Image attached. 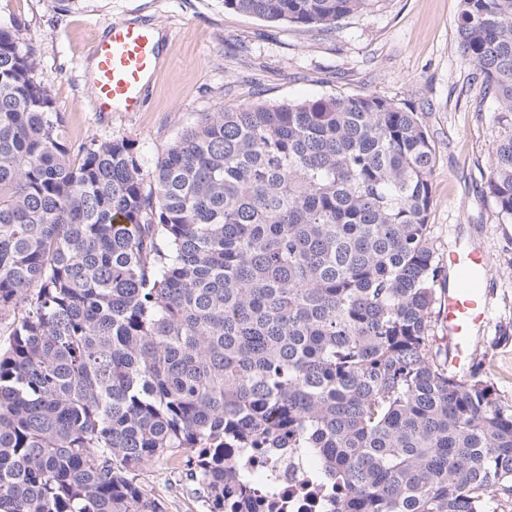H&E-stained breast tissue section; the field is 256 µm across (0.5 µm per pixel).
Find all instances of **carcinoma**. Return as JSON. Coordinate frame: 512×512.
I'll return each mask as SVG.
<instances>
[{
	"label": "carcinoma",
	"mask_w": 512,
	"mask_h": 512,
	"mask_svg": "<svg viewBox=\"0 0 512 512\" xmlns=\"http://www.w3.org/2000/svg\"><path fill=\"white\" fill-rule=\"evenodd\" d=\"M372 2L224 8L329 32ZM461 4L512 222V0ZM434 163L418 113L336 94L203 112L146 176L127 140L73 149L0 25V512H165L136 476L176 456L208 512H249L226 448L308 449L329 512H495L512 405L434 332Z\"/></svg>",
	"instance_id": "cac0c4a2"
}]
</instances>
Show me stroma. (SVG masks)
Returning <instances> with one entry per match:
<instances>
[{
	"mask_svg": "<svg viewBox=\"0 0 512 512\" xmlns=\"http://www.w3.org/2000/svg\"><path fill=\"white\" fill-rule=\"evenodd\" d=\"M461 0H379L321 33L269 23L224 0H0V24L18 23L72 145L133 143L144 171L201 113L224 106L374 93L418 112L435 149L428 224L439 254L488 257L490 315L476 335L484 377L512 405V224L499 223L484 174L501 129L494 104L457 48ZM151 20L162 44L143 111L92 112L90 47L107 23ZM165 512H207L183 459L138 473Z\"/></svg>",
	"mask_w": 512,
	"mask_h": 512,
	"instance_id": "35a3bbf8",
	"label": "stroma"
}]
</instances>
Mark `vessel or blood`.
I'll return each mask as SVG.
<instances>
[{
    "mask_svg": "<svg viewBox=\"0 0 512 512\" xmlns=\"http://www.w3.org/2000/svg\"><path fill=\"white\" fill-rule=\"evenodd\" d=\"M88 74L90 108L95 112H138L160 62V43L146 24H110L91 48ZM444 265L455 279L474 275L472 285H449L442 297L443 329L448 338V365L467 369L474 358L475 330L488 320V299L482 277L487 267L478 250H449Z\"/></svg>",
    "mask_w": 512,
    "mask_h": 512,
    "instance_id": "obj_1",
    "label": "vessel or blood"
}]
</instances>
